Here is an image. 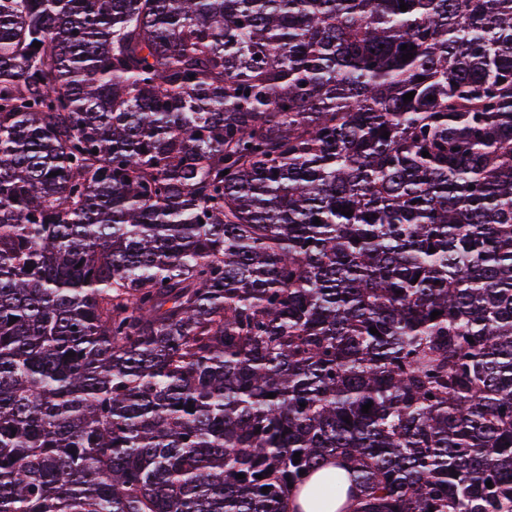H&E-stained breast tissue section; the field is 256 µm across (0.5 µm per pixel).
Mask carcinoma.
Returning <instances> with one entry per match:
<instances>
[{"mask_svg": "<svg viewBox=\"0 0 512 512\" xmlns=\"http://www.w3.org/2000/svg\"><path fill=\"white\" fill-rule=\"evenodd\" d=\"M335 458L512 512V0H0V512H329Z\"/></svg>", "mask_w": 512, "mask_h": 512, "instance_id": "carcinoma-1", "label": "carcinoma"}]
</instances>
